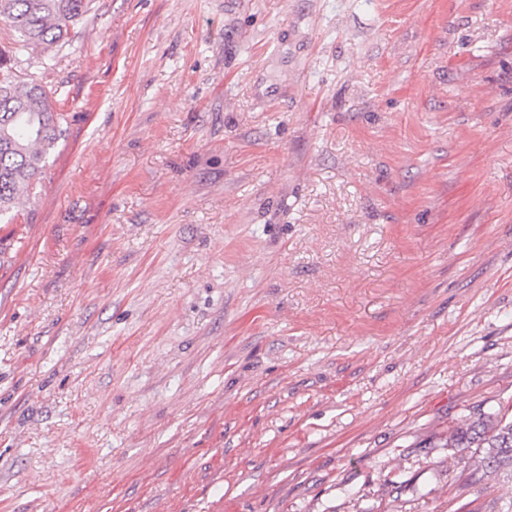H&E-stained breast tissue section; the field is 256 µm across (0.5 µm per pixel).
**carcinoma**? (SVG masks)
Wrapping results in <instances>:
<instances>
[{"mask_svg": "<svg viewBox=\"0 0 512 512\" xmlns=\"http://www.w3.org/2000/svg\"><path fill=\"white\" fill-rule=\"evenodd\" d=\"M90 0H0V20L18 34L20 53L38 51L48 59L69 41L71 28ZM15 55L0 50V219L29 196L37 174L64 135L62 113L50 93L14 72ZM450 448H481L478 465L488 474L512 468V420L480 413L448 434Z\"/></svg>", "mask_w": 512, "mask_h": 512, "instance_id": "1", "label": "carcinoma"}]
</instances>
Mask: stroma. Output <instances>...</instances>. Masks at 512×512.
I'll return each mask as SVG.
<instances>
[{
	"label": "stroma",
	"instance_id": "obj_1",
	"mask_svg": "<svg viewBox=\"0 0 512 512\" xmlns=\"http://www.w3.org/2000/svg\"><path fill=\"white\" fill-rule=\"evenodd\" d=\"M0 221V512H490L512 0H91ZM452 448H483L478 465L488 474H498L511 467L512 479V420L498 419L493 413H479L466 418L448 434Z\"/></svg>",
	"mask_w": 512,
	"mask_h": 512
}]
</instances>
